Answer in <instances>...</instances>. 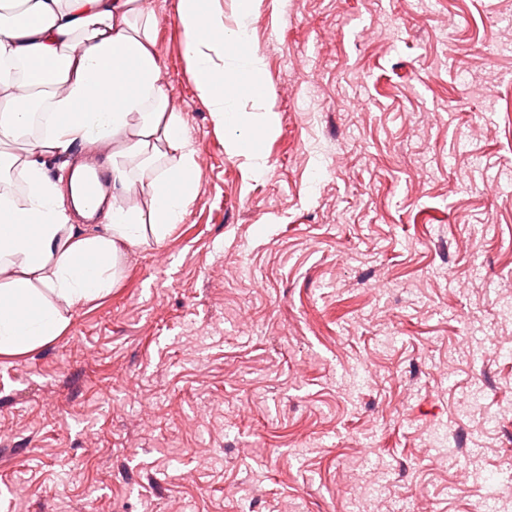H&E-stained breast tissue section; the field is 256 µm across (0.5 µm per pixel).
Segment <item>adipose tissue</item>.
<instances>
[{"instance_id": "ef3b65f1", "label": "adipose tissue", "mask_w": 512, "mask_h": 512, "mask_svg": "<svg viewBox=\"0 0 512 512\" xmlns=\"http://www.w3.org/2000/svg\"><path fill=\"white\" fill-rule=\"evenodd\" d=\"M257 3L237 0L232 30L219 0H178L177 7L196 90L215 128L254 138L269 132L274 109L239 105L243 87L261 72L247 27ZM22 61L50 68L23 100L13 73ZM161 73L147 0H0V144L25 132L36 101L51 115L49 131L19 164L24 202L0 194V355H23L59 336L80 305L110 292L119 259L162 241L192 202L197 147L169 106ZM104 141L112 145L113 193H138L145 206L113 204L100 231L71 223L66 194L40 159ZM163 158L168 167L149 181L126 168L134 160L149 170Z\"/></svg>"}]
</instances>
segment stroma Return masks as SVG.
<instances>
[{"mask_svg": "<svg viewBox=\"0 0 512 512\" xmlns=\"http://www.w3.org/2000/svg\"><path fill=\"white\" fill-rule=\"evenodd\" d=\"M177 3L149 0L195 197L63 334L0 356V512H472L512 488V0H259L256 175Z\"/></svg>", "mask_w": 512, "mask_h": 512, "instance_id": "obj_1", "label": "stroma"}]
</instances>
